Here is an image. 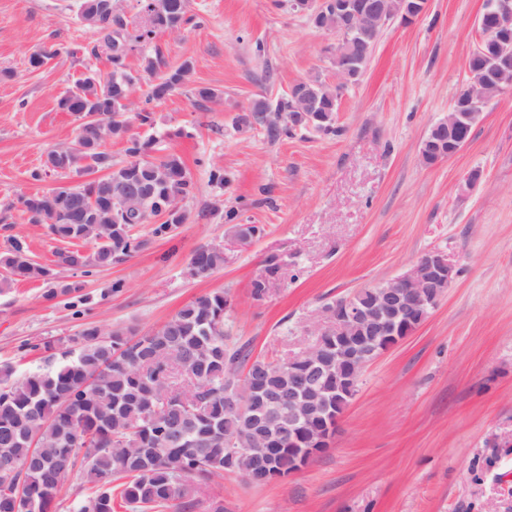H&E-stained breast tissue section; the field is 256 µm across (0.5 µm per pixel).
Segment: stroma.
Wrapping results in <instances>:
<instances>
[{"label": "stroma", "mask_w": 512, "mask_h": 512, "mask_svg": "<svg viewBox=\"0 0 512 512\" xmlns=\"http://www.w3.org/2000/svg\"><path fill=\"white\" fill-rule=\"evenodd\" d=\"M69 2L0 0V252L24 239L62 281L73 275L57 263L66 243L12 203L76 185L30 173L78 133L58 98L85 74L110 70L97 31ZM486 4L428 0L412 23H390L360 81L343 90L335 133L301 127L273 141L264 126L240 124L241 109L310 77L335 85V33L288 0H189L190 23L153 46L168 63L191 59L192 86L220 100L203 107L184 88L153 105L152 124L125 116L129 136L153 140V156L184 162L194 184L185 223L165 238L136 225L147 246L86 276L81 297L46 300L39 281L0 292V366L36 370L41 356L22 353L23 343L65 340L90 322L154 330L214 291L231 301L230 342L283 360L313 342L326 304L437 251L457 271L450 288L414 336L366 368L331 447L269 484L225 473L194 512H512V91L484 108L454 157L427 166L420 155L466 86ZM60 45L65 54L30 68L32 52ZM215 164L220 185L210 179ZM246 224L263 234L242 240ZM209 245L223 248V267L189 276L191 255ZM271 259L278 274L255 299L251 283Z\"/></svg>", "instance_id": "1"}]
</instances>
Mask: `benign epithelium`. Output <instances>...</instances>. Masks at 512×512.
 Listing matches in <instances>:
<instances>
[{
  "label": "benign epithelium",
  "instance_id": "benign-epithelium-1",
  "mask_svg": "<svg viewBox=\"0 0 512 512\" xmlns=\"http://www.w3.org/2000/svg\"><path fill=\"white\" fill-rule=\"evenodd\" d=\"M331 5L342 18L334 52L336 86L357 83L369 59L363 39L378 33L397 18L414 20L427 4L421 0H293L292 8L316 18ZM483 41L495 51L490 70L499 92L512 90V0H492L478 19ZM487 101L473 88L456 111L434 124L429 135L448 142L437 153L441 162L466 145L460 140L465 121H475ZM454 279V269L441 253L421 256L404 273L351 294L341 306L325 307L320 313L314 343L295 359H288V391L253 388L228 397L230 405L261 430L269 418L285 421L279 437L297 451L301 467L331 446L334 429L356 396L367 366L414 334L438 306ZM336 409H331V406Z\"/></svg>",
  "mask_w": 512,
  "mask_h": 512
}]
</instances>
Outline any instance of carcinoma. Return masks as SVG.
I'll return each instance as SVG.
<instances>
[{"label": "carcinoma", "mask_w": 512, "mask_h": 512, "mask_svg": "<svg viewBox=\"0 0 512 512\" xmlns=\"http://www.w3.org/2000/svg\"><path fill=\"white\" fill-rule=\"evenodd\" d=\"M188 0H154L153 16L143 28L125 21L112 29L114 17H125L121 0H74L76 17L102 34L112 70L107 76L91 72L57 99V110L92 120L82 124L85 134L47 154L48 171L77 176L84 182L56 188L49 201L45 193L18 196L31 224L47 225L60 242L93 247L86 255L61 251L58 262L87 276L92 268L109 267L141 250L146 241L132 233L136 224L163 222L152 228L156 237L185 223L179 202L193 193L191 177L174 154L149 159L150 143L127 136L124 115L131 111V95L142 90L145 103L161 101L191 82L193 63L185 59L168 65L160 52L141 53L140 70L132 72L128 54L112 50L119 42L136 49L160 32L189 23ZM70 53L66 47L29 57L33 69L48 58ZM485 61L469 62V84L482 81L485 95H498L495 84L483 81ZM310 86L325 113L314 123L323 133L335 131L334 121L342 89L317 78L293 85L288 93L270 99L259 96L250 107L255 113L276 112L283 121L266 126L267 136L290 135L299 123L302 102L298 91ZM107 139L126 140L127 160L112 161L102 150ZM107 171L91 181L86 177ZM138 182L137 198L118 194L123 183ZM224 265L218 246L197 249L188 266L207 276ZM8 275L0 290L20 281H43L45 298L79 291V281H44L53 269L33 261L26 244L14 238L0 253ZM231 309L226 293L212 292L185 304L160 327L142 332L126 326L108 332L87 323L72 338L78 348L51 340L42 344L49 366L20 376L13 367L0 369V512H51L61 485L76 469L92 484L93 492L75 500L69 512H113L114 497L136 512H165L174 506H193L201 487L226 472L246 475L255 466L254 453L231 456L230 439L240 438L244 422L224 405L232 384L253 382L254 375L271 376L278 388L288 386V369L279 361L252 356L246 344L236 346L224 336V319ZM265 442L264 467L279 479L295 468L288 442Z\"/></svg>", "instance_id": "obj_1"}]
</instances>
